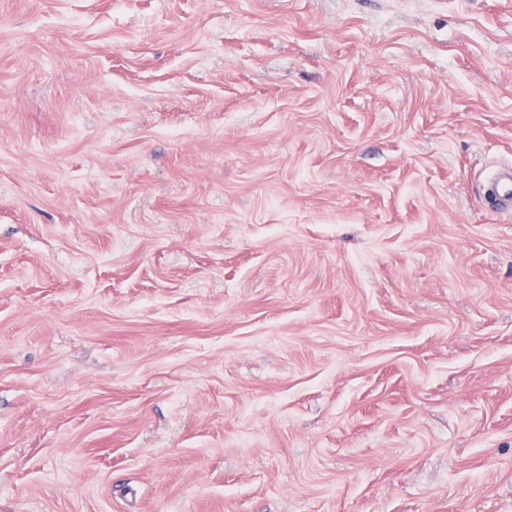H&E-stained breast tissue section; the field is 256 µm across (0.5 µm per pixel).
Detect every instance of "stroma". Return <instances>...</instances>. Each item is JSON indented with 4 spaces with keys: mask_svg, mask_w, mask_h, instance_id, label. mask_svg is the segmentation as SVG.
<instances>
[{
    "mask_svg": "<svg viewBox=\"0 0 512 512\" xmlns=\"http://www.w3.org/2000/svg\"><path fill=\"white\" fill-rule=\"evenodd\" d=\"M512 0H0V512H512ZM482 192L496 208L512 211V164L493 170L483 181Z\"/></svg>",
    "mask_w": 512,
    "mask_h": 512,
    "instance_id": "1",
    "label": "stroma"
}]
</instances>
